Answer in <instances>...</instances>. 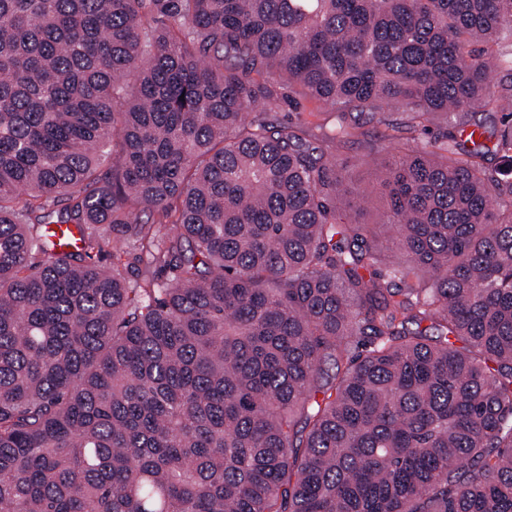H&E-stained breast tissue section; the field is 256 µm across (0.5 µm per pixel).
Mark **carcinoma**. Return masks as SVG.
Returning a JSON list of instances; mask_svg holds the SVG:
<instances>
[{
  "label": "carcinoma",
  "instance_id": "1",
  "mask_svg": "<svg viewBox=\"0 0 512 512\" xmlns=\"http://www.w3.org/2000/svg\"><path fill=\"white\" fill-rule=\"evenodd\" d=\"M509 39L512 0H0V512H512ZM280 118L284 122H292L293 126H304L312 128L315 132H319L317 128L320 125L330 126L334 120L328 113L322 112L315 102L307 101L302 106L295 110L288 109L280 114ZM428 131L426 134L421 136L422 141L428 143L429 146H434L435 151H439L437 147L442 146L446 142H448L447 136L449 133L457 135L458 139H461L460 135L461 129L455 125L454 119L448 117V119H444V117L436 118L432 123H428ZM369 136L347 142L336 153V168L349 174L362 188L372 190L375 170L391 158L385 136L392 133L384 125L365 124Z\"/></svg>",
  "mask_w": 512,
  "mask_h": 512
}]
</instances>
